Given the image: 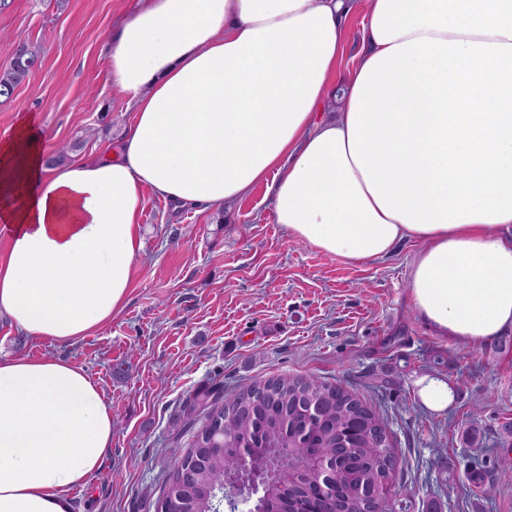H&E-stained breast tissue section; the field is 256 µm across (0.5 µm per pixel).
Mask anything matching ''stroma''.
<instances>
[{
    "label": "stroma",
    "mask_w": 512,
    "mask_h": 512,
    "mask_svg": "<svg viewBox=\"0 0 512 512\" xmlns=\"http://www.w3.org/2000/svg\"><path fill=\"white\" fill-rule=\"evenodd\" d=\"M139 0H11L0 11V70L24 39L39 66L0 104V143L32 112L49 155L87 157L132 121L107 83L109 34ZM144 253L121 313L77 344L18 334L0 318V361L52 355L103 389L115 429L101 469L72 489L70 512H157L170 468L192 441L175 419L200 389L314 374L355 392L391 432L398 457L387 512H512V334L469 346L436 336L408 293L411 241L373 265L291 240L265 185L231 207H174L147 195ZM126 374H113L117 365ZM437 378L447 408L424 404Z\"/></svg>",
    "instance_id": "stroma-1"
}]
</instances>
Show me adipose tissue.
<instances>
[{
    "label": "adipose tissue",
    "mask_w": 512,
    "mask_h": 512,
    "mask_svg": "<svg viewBox=\"0 0 512 512\" xmlns=\"http://www.w3.org/2000/svg\"><path fill=\"white\" fill-rule=\"evenodd\" d=\"M108 59L134 112L117 148L48 166L31 114L0 145V316L20 334L72 345L120 312L146 192L216 208L261 183L322 253L419 243L410 299L439 337L512 333V0H142ZM112 430L82 368L0 362V512H70ZM363 18L361 15L352 16L348 21V41L345 49V62H353L362 50Z\"/></svg>",
    "instance_id": "ef3b65f1"
}]
</instances>
